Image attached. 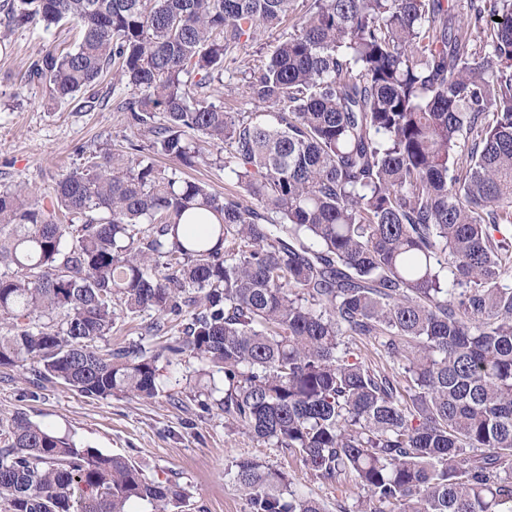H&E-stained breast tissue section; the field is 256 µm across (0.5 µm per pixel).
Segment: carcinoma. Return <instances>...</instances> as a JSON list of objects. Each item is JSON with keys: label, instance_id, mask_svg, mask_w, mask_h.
Instances as JSON below:
<instances>
[{"label": "carcinoma", "instance_id": "obj_1", "mask_svg": "<svg viewBox=\"0 0 512 512\" xmlns=\"http://www.w3.org/2000/svg\"><path fill=\"white\" fill-rule=\"evenodd\" d=\"M293 2L3 0L9 29L76 22L31 79L94 104L112 74L145 142L92 154L48 202L0 189V367L153 398L158 354L98 346L152 310L154 336L180 322L169 356L224 375L196 397L228 431L354 482L336 512H512V0H305L240 69L254 111H225L215 84ZM156 155L219 166L254 204ZM228 472L251 512H327L256 459ZM189 499L23 412L0 419L8 512ZM291 24V23H290ZM290 24L287 21L282 25V27L276 31L271 33H261L258 37V40L251 45H249L245 50L240 53V57L245 58L249 54H253L254 51L260 50L263 54L270 53L274 46L277 44L278 39L283 35L291 32Z\"/></svg>", "mask_w": 512, "mask_h": 512}]
</instances>
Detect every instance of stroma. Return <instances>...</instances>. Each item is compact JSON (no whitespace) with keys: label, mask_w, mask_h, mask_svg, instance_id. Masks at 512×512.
I'll return each instance as SVG.
<instances>
[{"label":"stroma","mask_w":512,"mask_h":512,"mask_svg":"<svg viewBox=\"0 0 512 512\" xmlns=\"http://www.w3.org/2000/svg\"><path fill=\"white\" fill-rule=\"evenodd\" d=\"M77 25L69 20L10 30L0 25V188L27 187L53 197L58 181L79 167L93 152L120 148L129 131L116 105L123 89L111 80L99 87L95 108L86 95L52 97L48 86L27 84L33 60L49 47L75 44ZM24 97H15L20 84ZM152 311L119 319L106 345L116 348L140 340L160 352L167 339L150 335ZM162 380L159 395L150 400L114 397L97 400L81 396L63 382L32 384L16 369L0 367V418L21 411L35 423L78 444L135 462L147 479L178 483L191 493L184 512H250L248 502L227 467L240 458L257 459L275 471L287 472L296 488L324 500L353 503L360 491L354 484L334 487L312 480L302 462L267 447L242 432L224 428L218 410H203L192 385L200 362L185 355L162 356L157 363Z\"/></svg>","instance_id":"35a3bbf8"}]
</instances>
